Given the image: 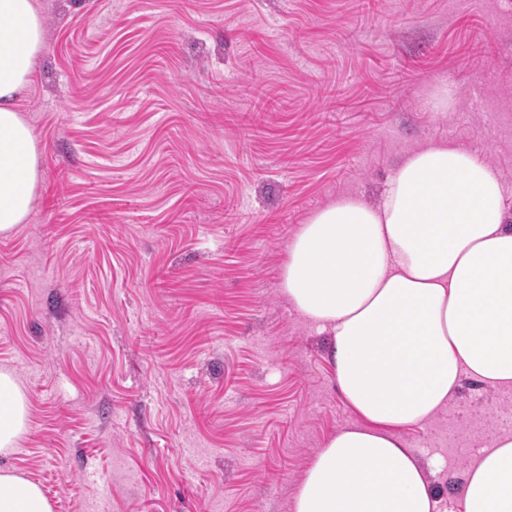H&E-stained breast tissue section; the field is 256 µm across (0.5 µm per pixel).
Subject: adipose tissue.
<instances>
[{
	"mask_svg": "<svg viewBox=\"0 0 512 512\" xmlns=\"http://www.w3.org/2000/svg\"><path fill=\"white\" fill-rule=\"evenodd\" d=\"M43 48L34 0H0V237L26 223L40 151L18 111ZM283 293L319 335L356 423L314 455L294 512H436L428 474L402 430L445 409L461 380L512 389V189L466 149L406 153L378 202L348 195L316 211L290 244ZM29 405L0 370V454L26 432ZM464 512H512V434L464 472ZM0 512H53L40 485L0 470Z\"/></svg>",
	"mask_w": 512,
	"mask_h": 512,
	"instance_id": "1",
	"label": "adipose tissue"
}]
</instances>
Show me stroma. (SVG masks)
I'll use <instances>...</instances> for the list:
<instances>
[{
    "instance_id": "1",
    "label": "stroma",
    "mask_w": 512,
    "mask_h": 512,
    "mask_svg": "<svg viewBox=\"0 0 512 512\" xmlns=\"http://www.w3.org/2000/svg\"><path fill=\"white\" fill-rule=\"evenodd\" d=\"M39 2L19 108L41 184L0 237V370L29 426L0 469L54 512H293L355 417L282 292L288 245L429 142L512 185V0ZM504 432L512 392L470 378L404 431L447 463L439 512Z\"/></svg>"
}]
</instances>
